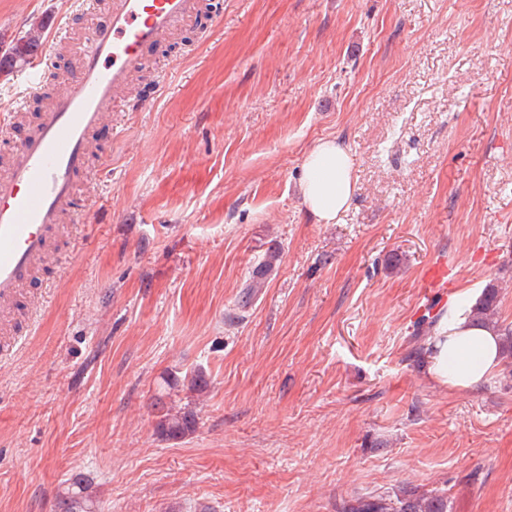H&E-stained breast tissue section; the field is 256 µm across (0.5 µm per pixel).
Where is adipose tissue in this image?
Returning a JSON list of instances; mask_svg holds the SVG:
<instances>
[{"mask_svg": "<svg viewBox=\"0 0 512 512\" xmlns=\"http://www.w3.org/2000/svg\"><path fill=\"white\" fill-rule=\"evenodd\" d=\"M299 186L317 222L335 223L348 209L355 186L346 147L333 138L318 140L305 156ZM479 297L478 290L462 288L449 298L424 357L428 376L452 390H472L488 382L503 361L499 332L473 315Z\"/></svg>", "mask_w": 512, "mask_h": 512, "instance_id": "obj_1", "label": "adipose tissue"}]
</instances>
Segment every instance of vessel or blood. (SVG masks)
I'll list each match as a JSON object with an SVG mask.
<instances>
[{
    "label": "vessel or blood",
    "mask_w": 512,
    "mask_h": 512,
    "mask_svg": "<svg viewBox=\"0 0 512 512\" xmlns=\"http://www.w3.org/2000/svg\"><path fill=\"white\" fill-rule=\"evenodd\" d=\"M201 0H109L108 19L77 44L68 90L55 98L9 155L0 176V325L24 284L57 249L63 218L77 209V179L89 167L91 138L147 52L194 23ZM52 50L26 66V92L36 93Z\"/></svg>",
    "instance_id": "b4317fda"
}]
</instances>
